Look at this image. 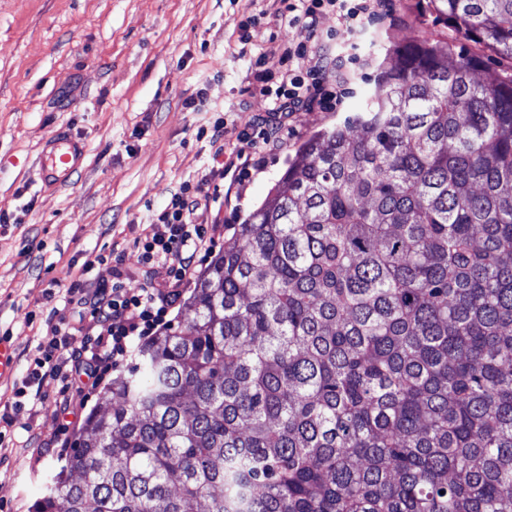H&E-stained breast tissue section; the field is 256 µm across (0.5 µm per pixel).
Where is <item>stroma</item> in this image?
Instances as JSON below:
<instances>
[{
    "instance_id": "1",
    "label": "stroma",
    "mask_w": 512,
    "mask_h": 512,
    "mask_svg": "<svg viewBox=\"0 0 512 512\" xmlns=\"http://www.w3.org/2000/svg\"><path fill=\"white\" fill-rule=\"evenodd\" d=\"M289 0H0V337L16 356L0 377V405L11 400L50 325L75 335L104 327L79 311L66 290L111 284L123 264L130 287L167 280L159 264L143 270L133 247L183 186L213 187L208 135L224 122V160L263 157L241 182L224 185V205L202 204L193 223L216 243L230 237L266 198L298 147L355 111L374 74L373 58L394 43L435 32L454 52L482 59L499 75L512 60L435 21L428 0H390L368 27L336 105L298 112L278 148L265 146L256 122L279 91L254 78L255 51L304 42L301 26H277ZM67 128L86 147L63 186L42 185L43 141ZM44 406L15 414L0 434V512H34L52 481L57 456L30 436L54 435L60 384L46 380Z\"/></svg>"
}]
</instances>
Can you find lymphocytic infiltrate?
Wrapping results in <instances>:
<instances>
[{"label": "lymphocytic infiltrate", "instance_id": "f902f5d3", "mask_svg": "<svg viewBox=\"0 0 512 512\" xmlns=\"http://www.w3.org/2000/svg\"><path fill=\"white\" fill-rule=\"evenodd\" d=\"M383 0H293L288 6V25L303 23L308 44L285 48L279 60H271L267 51H259L257 79L271 72L281 77V90L272 99L261 119L271 132H278L293 113L327 107L332 95L322 86L321 74L331 71L337 84H346L354 63L353 49L369 20ZM336 12L340 27L334 39H327L318 28L321 15ZM315 54L316 69H303L307 54ZM199 204L198 197L182 191L174 194L166 208L149 224L144 237L136 239L142 266L163 264L169 268L168 281L149 283L140 288L126 285V272L115 270L112 283L95 288L85 298L106 333L75 340L58 327H51L46 343L31 358L25 376L13 390V400L0 407V424H11L16 411L37 410L42 403L41 387L45 380H60L75 388V398L60 401L59 411L70 415L84 407V387L80 379L99 383L103 377L121 368L133 345L147 341L181 302L185 287L194 275L198 253L211 245L212 239L202 225L193 223L191 215ZM68 352L71 367L57 362V352Z\"/></svg>", "mask_w": 512, "mask_h": 512}]
</instances>
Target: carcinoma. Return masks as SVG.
Masks as SVG:
<instances>
[{"label":"carcinoma","mask_w":512,"mask_h":512,"mask_svg":"<svg viewBox=\"0 0 512 512\" xmlns=\"http://www.w3.org/2000/svg\"><path fill=\"white\" fill-rule=\"evenodd\" d=\"M512 58V0H430ZM112 382L37 512H512V77L376 61Z\"/></svg>","instance_id":"obj_1"}]
</instances>
